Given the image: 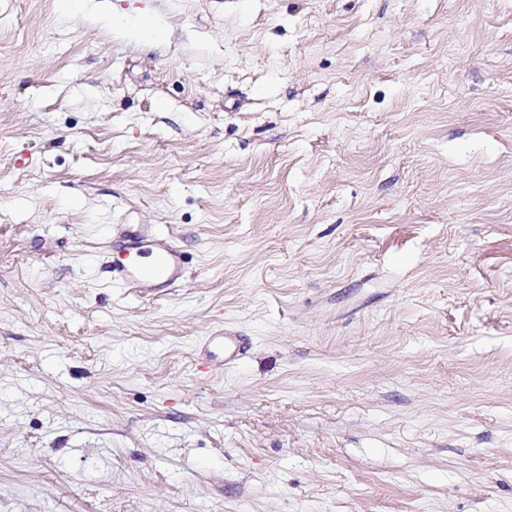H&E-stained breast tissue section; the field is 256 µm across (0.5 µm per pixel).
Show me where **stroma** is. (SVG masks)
<instances>
[{
	"label": "stroma",
	"instance_id": "1",
	"mask_svg": "<svg viewBox=\"0 0 512 512\" xmlns=\"http://www.w3.org/2000/svg\"><path fill=\"white\" fill-rule=\"evenodd\" d=\"M109 5L0 0V512H512V0ZM149 254L150 264L143 265L137 258ZM183 256L170 237L155 232L148 239L136 238L122 258L109 262L112 280L140 292L155 294L157 290L170 288L183 274Z\"/></svg>",
	"mask_w": 512,
	"mask_h": 512
}]
</instances>
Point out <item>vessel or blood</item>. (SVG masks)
<instances>
[{"instance_id": "obj_1", "label": "vessel or blood", "mask_w": 512, "mask_h": 512, "mask_svg": "<svg viewBox=\"0 0 512 512\" xmlns=\"http://www.w3.org/2000/svg\"><path fill=\"white\" fill-rule=\"evenodd\" d=\"M151 255L149 264L141 256ZM113 281L153 294L171 287L183 274V256L170 237L152 234L149 238L132 241L122 258L110 261Z\"/></svg>"}]
</instances>
